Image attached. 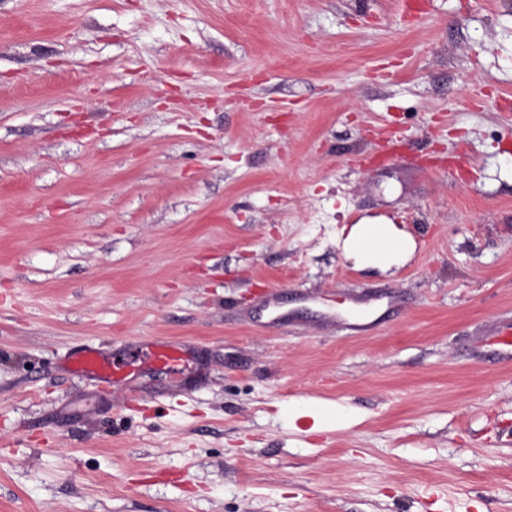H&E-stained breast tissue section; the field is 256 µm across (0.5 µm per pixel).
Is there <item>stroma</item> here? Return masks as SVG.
Wrapping results in <instances>:
<instances>
[{
  "label": "stroma",
  "mask_w": 512,
  "mask_h": 512,
  "mask_svg": "<svg viewBox=\"0 0 512 512\" xmlns=\"http://www.w3.org/2000/svg\"><path fill=\"white\" fill-rule=\"evenodd\" d=\"M511 319L512 0H0V512H512ZM341 234L345 254L361 268L387 271L403 265L413 250V244L408 236L383 216L363 218L349 228L343 226ZM369 239H384L390 246L370 249L364 246V242ZM142 362L145 366L171 373L183 369L188 359L184 345L157 340L141 346ZM69 360L71 370L108 387L124 386L130 375L122 371L115 356L96 347L80 348L70 355Z\"/></svg>",
  "instance_id": "35a3bbf8"
}]
</instances>
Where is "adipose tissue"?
I'll list each match as a JSON object with an SVG mask.
<instances>
[{"label": "adipose tissue", "mask_w": 512, "mask_h": 512, "mask_svg": "<svg viewBox=\"0 0 512 512\" xmlns=\"http://www.w3.org/2000/svg\"><path fill=\"white\" fill-rule=\"evenodd\" d=\"M369 239H384L388 245L381 249H370L365 245ZM343 250L359 267L386 271L403 265L412 253L413 244L389 219L382 216L366 217L344 232Z\"/></svg>", "instance_id": "1"}]
</instances>
